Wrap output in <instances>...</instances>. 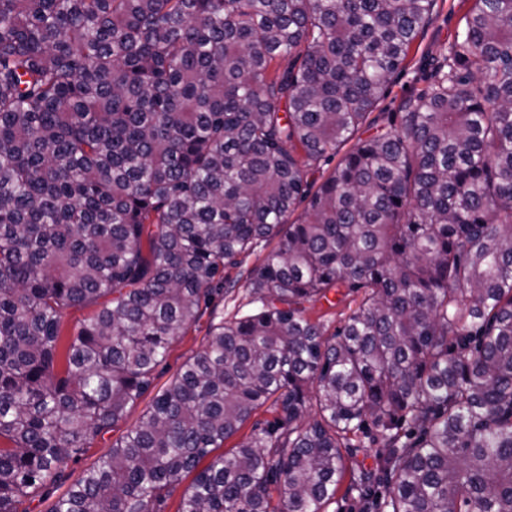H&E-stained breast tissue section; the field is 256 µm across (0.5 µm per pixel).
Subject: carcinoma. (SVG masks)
I'll use <instances>...</instances> for the list:
<instances>
[{
  "label": "carcinoma",
  "mask_w": 512,
  "mask_h": 512,
  "mask_svg": "<svg viewBox=\"0 0 512 512\" xmlns=\"http://www.w3.org/2000/svg\"><path fill=\"white\" fill-rule=\"evenodd\" d=\"M436 4L0 0V512L126 421L261 242L252 308L51 512H164L190 474L176 512H325L346 478L363 512H512V0L342 151ZM342 288L328 337L306 304Z\"/></svg>",
  "instance_id": "1"
}]
</instances>
